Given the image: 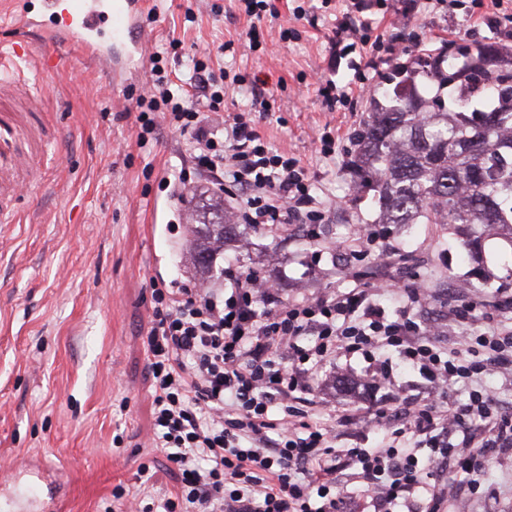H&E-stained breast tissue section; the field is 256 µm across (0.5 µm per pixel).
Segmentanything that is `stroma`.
Listing matches in <instances>:
<instances>
[{"label": "stroma", "instance_id": "35a3bbf8", "mask_svg": "<svg viewBox=\"0 0 512 512\" xmlns=\"http://www.w3.org/2000/svg\"><path fill=\"white\" fill-rule=\"evenodd\" d=\"M274 15L253 27L235 0H149L147 40L164 55L166 70L188 73L193 55L207 52L214 69L232 83L224 89V112L249 111L253 90L265 91L270 112L256 129L269 145L300 158L313 190L332 204L322 239H343L353 225L368 223L374 210L359 201L348 175L356 133L370 97L348 61L331 66L330 41L348 19L349 0H273ZM403 0H370L367 16L383 41L406 48L401 64L419 49L494 41L486 25L469 22L477 0H457L454 12L420 8L409 27L396 22ZM305 14L294 17L296 6ZM256 29L266 52L249 48ZM177 37V54L167 51ZM40 57L0 69V80L23 81L43 105L50 126L42 170L0 216V465L40 462L63 483L70 512H113L112 493L139 489L149 479L154 496L170 495L176 480L165 455L150 447L152 396L144 360L151 286L181 287L200 279L184 253L192 239L189 201L207 202L180 186L191 164L189 136L161 128L139 143L133 118H121L122 91L102 86V76L78 52H70L56 82L38 77ZM243 82H235V75ZM352 87L351 99L330 108L314 76ZM337 135L336 156L325 159L316 134ZM386 233L400 252L392 258L354 263L322 259L304 263L308 244L297 228L278 235L256 230L229 238L217 266L254 270L279 283L282 299H299L326 288L346 289L351 271L362 284L375 279H419L434 290L418 319L438 324L440 346L455 348L458 328L448 317L458 295L476 303L483 319L494 301L512 297L505 254L485 246L493 275L490 287H474L472 265L461 254V237L446 224H411ZM363 360L328 374L315 393L337 410L352 407L362 421L337 426L340 448H369L384 432L374 422L390 403L388 386L367 389L357 381ZM459 512H512V451L494 452L478 490L464 494Z\"/></svg>", "mask_w": 512, "mask_h": 512}]
</instances>
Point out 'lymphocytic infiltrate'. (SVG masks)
<instances>
[{
  "mask_svg": "<svg viewBox=\"0 0 512 512\" xmlns=\"http://www.w3.org/2000/svg\"><path fill=\"white\" fill-rule=\"evenodd\" d=\"M150 61L152 87L127 91L125 98L137 111L139 140L162 122L190 134L192 165L182 171V184L202 183L213 196L230 199L238 223L271 233L302 227L315 262L326 254H398L373 224L324 248L318 226L328 209L312 194L300 159L272 151L245 113L220 128L210 124L207 114L220 111L224 88L204 59H194L185 88L172 87L159 53ZM389 291L355 287L285 302L270 280L230 266L220 286L203 280L188 288L154 286L145 341L151 445L174 465L178 483L174 495L160 499L163 512H346L347 468L362 480L374 512H388L417 493L427 500V512H441L463 489H476L490 451L512 449V413L498 412L479 386L488 375L512 377V337L500 335L497 326L512 314V300L496 304L481 325L470 317L473 300L451 309L460 326L459 348L470 356L465 364L434 345L413 313L430 297L427 286L391 290L401 304L393 316L381 303ZM391 352L435 386L470 383L468 402L445 411L410 401L399 410L379 409L375 423L388 432L382 443L337 447L335 428L313 420L331 411L315 395V383L338 360L360 357L367 384L394 385ZM399 412L408 424L391 429ZM476 419L483 424L478 433L470 428ZM409 434L429 448L426 464L405 443ZM442 463L463 473L465 483L435 481Z\"/></svg>",
  "mask_w": 512,
  "mask_h": 512,
  "instance_id": "lymphocytic-infiltrate-1",
  "label": "lymphocytic infiltrate"
}]
</instances>
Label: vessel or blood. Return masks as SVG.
<instances>
[{"mask_svg": "<svg viewBox=\"0 0 512 512\" xmlns=\"http://www.w3.org/2000/svg\"><path fill=\"white\" fill-rule=\"evenodd\" d=\"M143 0H43V14L18 11V32L9 53L0 52V67L28 56L29 36H38L45 48L39 74L43 83H53L65 64L60 50L76 47L105 71L111 81L120 73L104 49L105 43L130 44L131 56L143 50L145 30L141 24ZM9 109L0 111V205L10 201L27 182L28 172L42 165L46 140L31 128L27 116L36 112L33 96L14 82H0V101Z\"/></svg>", "mask_w": 512, "mask_h": 512, "instance_id": "obj_1", "label": "vessel or blood"}]
</instances>
